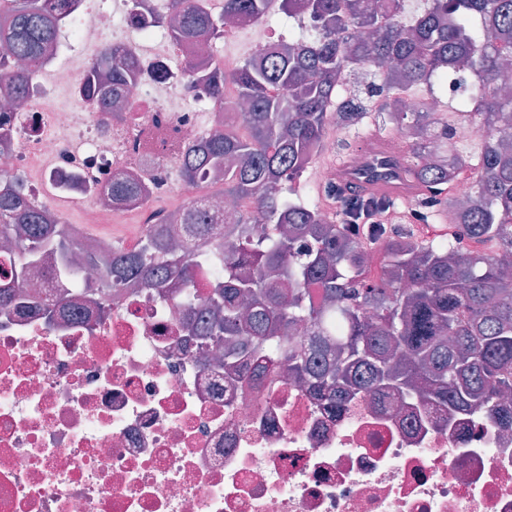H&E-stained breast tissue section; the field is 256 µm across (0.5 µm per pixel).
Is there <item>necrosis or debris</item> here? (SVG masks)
<instances>
[{
    "mask_svg": "<svg viewBox=\"0 0 512 512\" xmlns=\"http://www.w3.org/2000/svg\"><path fill=\"white\" fill-rule=\"evenodd\" d=\"M169 11L170 0H76L0 138V184L22 175L51 213L77 202L86 227L138 215L130 249L162 222L194 250L182 220L192 201L221 237L235 207L217 190L223 175L199 186L175 175L186 144L220 132L224 115L171 66L156 22ZM105 48L137 60L121 123L82 95L87 58ZM129 174L147 198L112 199L113 179ZM101 278L97 265L72 281L30 267L21 293L79 299L53 322L0 305V512H512V430L487 412L449 424L360 395L337 408L283 372L250 384L213 363L179 298L127 282L97 317L96 296L75 287Z\"/></svg>",
    "mask_w": 512,
    "mask_h": 512,
    "instance_id": "4bbe7bcc",
    "label": "necrosis or debris"
}]
</instances>
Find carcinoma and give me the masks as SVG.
Instances as JSON below:
<instances>
[{
    "label": "carcinoma",
    "instance_id": "1",
    "mask_svg": "<svg viewBox=\"0 0 512 512\" xmlns=\"http://www.w3.org/2000/svg\"><path fill=\"white\" fill-rule=\"evenodd\" d=\"M75 0H0V80L16 101L26 100L34 77ZM270 0H224L216 16L207 0H171L172 42L213 43L224 18L250 22ZM280 14L304 11L310 29L285 47L249 57L231 73L213 55L189 65L223 112L239 124L188 147L177 167L180 180L197 184L224 170V196L244 202L225 216V245L238 259L224 279L198 296L190 288L200 264L171 247V230L153 225L136 250L112 249L105 283L138 281L165 294L201 299L195 330L224 346V364L246 379L288 368L315 398L341 405L344 392L373 400L394 398L426 410L442 409L447 421L491 408L502 426L512 414L493 402L512 392V274L501 257L512 254V95L502 61L512 57V0H424L415 19H402L404 0H280ZM136 61L105 49L90 64L83 93L94 112H114L124 99ZM439 76L453 92L444 112L413 110L411 91ZM375 112L389 132L417 131L410 164L422 195L420 220L451 207L456 231L420 241L401 227L363 223V213L393 208L387 197H345L336 221L297 194L294 183L321 153L331 118L357 131ZM478 124L483 135L462 140L458 126ZM456 140V152L427 162L434 144ZM462 169L475 173L470 204L448 200V183ZM135 178L112 181L111 195L141 199ZM262 224L256 235L239 227ZM69 230L14 182L0 188V240H21L14 279L29 266L54 264L51 274L94 265L90 251L69 254ZM489 248L465 250L461 241ZM380 250V274L366 276L361 251ZM45 314L66 297H37ZM309 325V339L286 336Z\"/></svg>",
    "mask_w": 512,
    "mask_h": 512
}]
</instances>
